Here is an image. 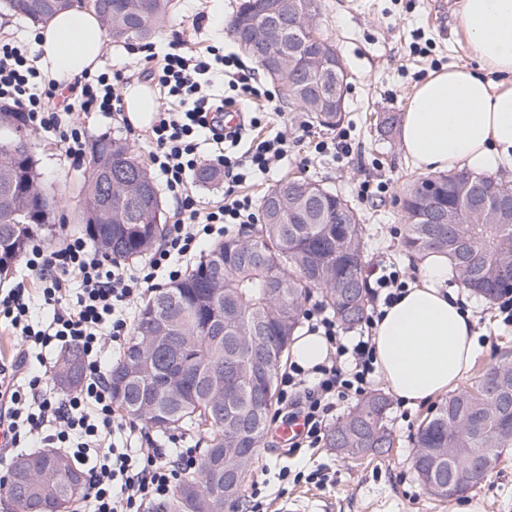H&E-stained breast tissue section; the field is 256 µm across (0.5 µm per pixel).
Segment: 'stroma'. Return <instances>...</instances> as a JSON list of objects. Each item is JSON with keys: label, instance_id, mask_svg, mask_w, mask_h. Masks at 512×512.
Wrapping results in <instances>:
<instances>
[{"label": "stroma", "instance_id": "obj_1", "mask_svg": "<svg viewBox=\"0 0 512 512\" xmlns=\"http://www.w3.org/2000/svg\"><path fill=\"white\" fill-rule=\"evenodd\" d=\"M239 0H171V8L147 38L153 52H165L171 43L219 48L223 53L239 47L226 32L228 19ZM458 0H323L320 28L336 48L348 74L346 117L339 128L312 125L298 109L279 104L277 111L261 115L259 135L272 136L284 128L295 132L288 153L268 174L243 184L241 193L260 199L263 192L285 175H297L323 184L356 201L365 216L366 270L383 265L398 271L406 283L417 279L419 258L410 256L401 243L406 219L402 203L409 188L422 175L406 158L399 131H380L377 118L402 115L415 88L442 67L471 64L472 58L456 27ZM206 14L201 27H193L196 14ZM143 55L130 44L107 41L101 66L105 72L122 73L124 86L145 84ZM87 141L109 136L133 146L141 160H148L151 146L142 123L125 128L121 119L98 113L83 121ZM37 160L42 189L54 197L57 208L52 229L37 233L48 248L62 246L67 237L82 235L83 186L89 172L87 158L61 156L49 136L20 128ZM346 133L350 156L336 158L320 153L316 145ZM384 183L380 196H359L362 182ZM481 350L472 367L480 373L512 350V322H506L498 302L475 296L472 308ZM430 405L409 408L391 399L388 426L396 438L389 456L361 462L341 459L327 444L289 454L272 437H265L257 451L252 480H270L267 512H279L282 498L311 502L314 512H458L457 499L431 498L413 466L412 437ZM289 468L292 479L278 481L281 468ZM463 499L479 502L484 512H512V448L499 450L484 480L467 490Z\"/></svg>", "mask_w": 512, "mask_h": 512}]
</instances>
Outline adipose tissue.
<instances>
[{"label": "adipose tissue", "mask_w": 512, "mask_h": 512, "mask_svg": "<svg viewBox=\"0 0 512 512\" xmlns=\"http://www.w3.org/2000/svg\"><path fill=\"white\" fill-rule=\"evenodd\" d=\"M457 24L473 67L431 73L412 93L401 125L406 157L421 173L512 165V0H460ZM106 33L94 11L74 7L37 30L39 63L55 80L97 73ZM455 270L425 253L416 283L382 310L373 341L376 373L405 404L448 392L478 355L470 291L448 287Z\"/></svg>", "instance_id": "1"}]
</instances>
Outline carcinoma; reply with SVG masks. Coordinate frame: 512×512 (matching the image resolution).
I'll use <instances>...</instances> for the list:
<instances>
[{
  "instance_id": "obj_1",
  "label": "carcinoma",
  "mask_w": 512,
  "mask_h": 512,
  "mask_svg": "<svg viewBox=\"0 0 512 512\" xmlns=\"http://www.w3.org/2000/svg\"><path fill=\"white\" fill-rule=\"evenodd\" d=\"M0 0V9L33 23L44 22L72 7L70 0ZM95 12L118 41L145 39L169 9L170 0H99ZM270 0H240L230 22L231 34L249 27L267 12ZM321 0H288V30L270 44L288 53L289 104L320 126L335 127L340 112H322L324 73L310 64L322 53L323 35L305 25L319 15ZM112 174L136 172L151 188L147 206L160 203L153 178L125 142L103 136L91 151L84 196L108 204L82 212L85 235L116 263L148 253L165 232L163 213L141 220L140 206L113 191ZM0 275L17 264L31 237L51 223L53 201L38 184L36 161L19 136L0 138ZM482 186L493 203L502 184L469 171L439 179L436 207L448 214L446 224H428L429 207L420 187L404 200L407 218L404 246L411 254L434 250L447 255L461 283L486 299L512 288V213L502 218L493 207L468 224L460 187ZM262 222L215 243L206 258L183 279L159 288L142 305L122 357L112 365V401L117 410L147 429L167 431L194 427L206 443L199 463L185 474L171 500L154 512H202L218 460L241 469L235 491L240 500L254 468L270 415L277 403V380L298 330L303 306L312 290L344 325L367 316L369 289L364 276L365 226L358 206L345 196L306 178L285 177L261 201ZM221 399L219 410L209 403ZM389 399L383 393L362 398L329 432L327 444L355 459L366 448L386 456L395 445L388 427ZM416 453L423 460L418 476L428 494L440 500L448 492V453L459 448L485 449L489 469L497 449L512 447V358L502 356L468 388L442 400L420 423ZM29 462L24 473L17 461ZM58 464L86 476L70 458L53 450L22 453L8 469L4 492L16 501L24 490L56 512L66 499L63 483L49 485L46 471Z\"/></svg>"
}]
</instances>
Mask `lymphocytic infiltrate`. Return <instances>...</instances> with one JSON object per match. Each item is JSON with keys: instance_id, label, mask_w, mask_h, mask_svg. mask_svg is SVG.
I'll use <instances>...</instances> for the list:
<instances>
[{"instance_id": "1", "label": "lymphocytic infiltrate", "mask_w": 512, "mask_h": 512, "mask_svg": "<svg viewBox=\"0 0 512 512\" xmlns=\"http://www.w3.org/2000/svg\"><path fill=\"white\" fill-rule=\"evenodd\" d=\"M218 71L232 90L221 99L208 92ZM144 76L156 83L162 100L149 134L151 163L165 192L177 202L178 220L133 272L111 262L81 236H71L55 250L31 244L24 253L25 265L52 309L43 325L29 323L23 289L0 295L4 328L23 343L16 360L0 363V429L10 450L37 442L85 466L90 490L83 512H145L147 506L167 501L180 475L195 467L197 451L192 447L128 448L115 443L119 433L133 438L136 427L116 414L106 356L127 336L135 301L162 282L178 281L182 262L193 258L220 225L258 223L252 199L235 188L269 173L287 154L285 135L249 138V131L259 126L252 111H243L237 127H225L224 110L235 106L236 95L256 100L263 96L238 56L211 46L189 53L177 43ZM70 90L76 104L58 102L57 84L42 82L24 47L0 40V102L22 112L34 129L58 138L66 157L79 158L86 151L81 113H120L122 97L106 73L76 80ZM204 168L223 171L221 200L203 202L192 192L189 178ZM378 316L371 311L359 335L348 337L322 305L305 309L309 331L324 336L330 346L328 361L309 370L290 365L280 377L279 399L302 400L298 415L310 444L323 441L339 403L366 393L375 370L371 332ZM69 345L83 352L84 378L75 393L61 397L33 369L31 357Z\"/></svg>"}]
</instances>
